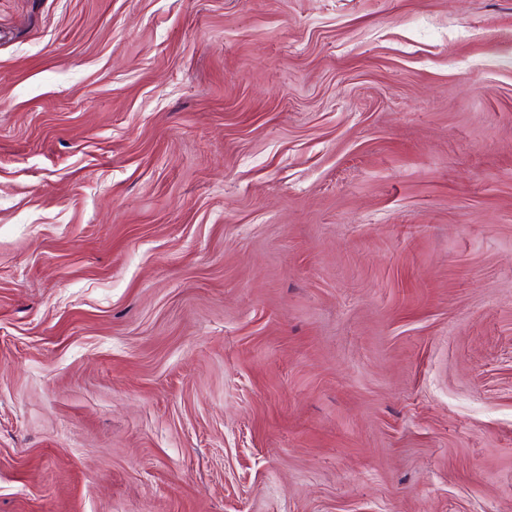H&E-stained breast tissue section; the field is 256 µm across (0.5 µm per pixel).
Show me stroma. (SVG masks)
I'll use <instances>...</instances> for the list:
<instances>
[{"mask_svg":"<svg viewBox=\"0 0 512 512\" xmlns=\"http://www.w3.org/2000/svg\"><path fill=\"white\" fill-rule=\"evenodd\" d=\"M0 512H512V0H0Z\"/></svg>","mask_w":512,"mask_h":512,"instance_id":"stroma-1","label":"stroma"}]
</instances>
